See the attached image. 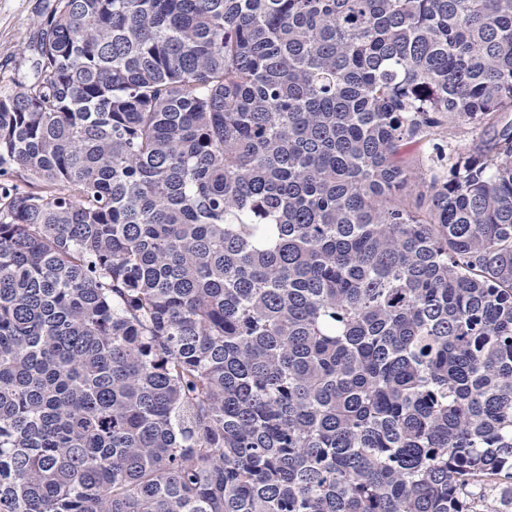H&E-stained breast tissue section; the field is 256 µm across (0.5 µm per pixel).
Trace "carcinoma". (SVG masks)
I'll use <instances>...</instances> for the list:
<instances>
[{"instance_id":"obj_1","label":"carcinoma","mask_w":512,"mask_h":512,"mask_svg":"<svg viewBox=\"0 0 512 512\" xmlns=\"http://www.w3.org/2000/svg\"><path fill=\"white\" fill-rule=\"evenodd\" d=\"M33 51L0 512L512 503V0H58ZM489 126L488 121L480 125L447 122L435 129L432 138L435 142L447 146L449 144L457 152H467L479 142L480 138L489 133Z\"/></svg>"}]
</instances>
